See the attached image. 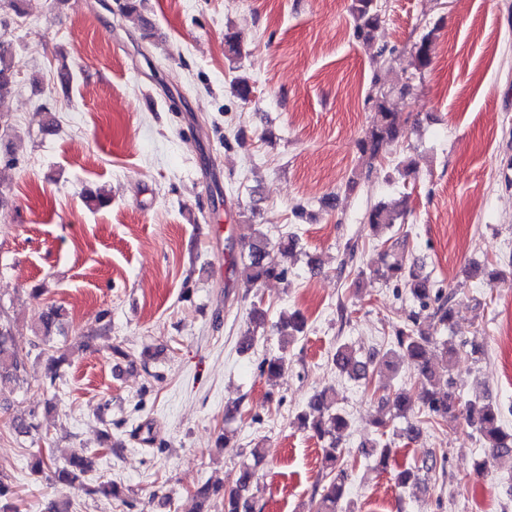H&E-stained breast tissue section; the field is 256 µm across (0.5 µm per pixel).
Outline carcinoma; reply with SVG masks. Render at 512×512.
<instances>
[{
	"label": "carcinoma",
	"instance_id": "cac0c4a2",
	"mask_svg": "<svg viewBox=\"0 0 512 512\" xmlns=\"http://www.w3.org/2000/svg\"><path fill=\"white\" fill-rule=\"evenodd\" d=\"M353 13L357 38L366 43L371 42L373 33L382 23L381 15L372 4V0H356ZM378 54L388 55L391 62L402 71L410 67L421 71L432 64L431 42L427 37L416 44L406 61L396 57L395 50L385 46L379 49ZM16 87L17 70L13 56L8 49L0 45V98L12 95ZM373 101L374 115L371 125L358 142L361 155L370 163L377 160L388 146L398 141L403 124L401 116L387 107L386 93H377ZM405 215L406 210L401 202L379 203L368 211L367 224L372 232L378 235L386 229L404 223ZM297 245L298 238L294 233L281 237L275 249L271 248L261 232L241 243V254L247 259L246 281L256 284L285 279L287 270L275 259L273 252L286 255ZM376 273L404 289L418 309L411 311L406 324L396 330L394 348L380 357L372 355L363 358L350 346L343 344L337 347L334 354L336 367L355 379H364L371 369H396L399 352H404L416 371L417 397L422 412L433 419L443 421L463 420L465 426L477 435L482 447L487 449V458L477 463V474H484L490 462L512 468V431L503 426L500 407L479 399L461 401L460 393L456 392V382L450 378L445 380V384H440L441 374L438 367L448 368V361L459 353V347L453 337L430 336L416 330L421 312L427 310L431 311V316L442 329L448 330L452 327V293L438 287L429 276L421 274L416 265L407 266L399 260H383V265ZM60 316V307L53 304L48 306L43 312L40 325L34 330L35 340L31 342V348L39 350V354L45 356L47 360L46 374L39 384V389L43 391L56 388L57 382L63 378L65 355L43 347L52 328L59 322ZM304 326V317L298 311L281 318L276 324L280 335L291 338L303 332ZM29 355L30 352L16 343L13 324L0 319V379L13 380L21 386L27 384L26 367ZM286 366L284 356H271L262 361L260 371L269 378H276L283 373ZM382 402L390 408L393 417L406 420V426L402 428L403 438L414 441L420 434V428L410 419L413 403L408 394L404 391L395 392L383 397ZM37 418V407L29 406L17 410L9 418V422L16 432L29 436L39 433ZM297 421L301 428L310 431L324 442L323 460L330 479L315 504L314 512H342L349 473L346 449L340 447V443L348 420L336 406L334 391L324 389L317 392L311 398L308 409L299 413ZM363 447L375 458L378 469L386 471L391 468L393 448L390 444L368 439L363 443ZM33 467L38 473L47 469L56 482L81 490L84 488L83 477L94 469V461L92 455L82 449L73 453L67 464L62 467L55 465L50 457L44 455L36 458ZM419 471L420 468L416 466L395 470V484L399 487L416 484L419 481ZM254 477V469L245 466L240 471L235 486L226 490L222 482L206 484L197 489L196 495L205 502L213 496H222V512H253V505L247 493ZM0 512H21L19 498L15 496L10 485L1 481Z\"/></svg>",
	"mask_w": 512,
	"mask_h": 512
}]
</instances>
